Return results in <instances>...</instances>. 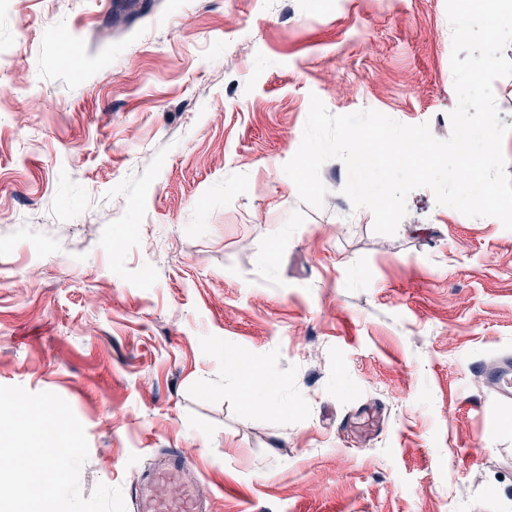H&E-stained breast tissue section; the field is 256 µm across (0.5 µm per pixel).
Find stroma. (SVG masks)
Masks as SVG:
<instances>
[{"label":"stroma","instance_id":"1","mask_svg":"<svg viewBox=\"0 0 512 512\" xmlns=\"http://www.w3.org/2000/svg\"><path fill=\"white\" fill-rule=\"evenodd\" d=\"M451 55L446 0H0V385L69 403L83 496L178 448L210 512H512V230L283 171L314 95L448 138ZM481 375L502 399H512V358L503 356L486 364Z\"/></svg>","mask_w":512,"mask_h":512}]
</instances>
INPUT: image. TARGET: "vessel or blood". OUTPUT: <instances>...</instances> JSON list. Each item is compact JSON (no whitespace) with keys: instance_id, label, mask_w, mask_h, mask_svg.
<instances>
[{"instance_id":"1","label":"vessel or blood","mask_w":512,"mask_h":512,"mask_svg":"<svg viewBox=\"0 0 512 512\" xmlns=\"http://www.w3.org/2000/svg\"><path fill=\"white\" fill-rule=\"evenodd\" d=\"M481 375L502 399H512V358L503 356L486 364ZM171 483L181 485V495L163 498L159 487ZM139 512H202L196 483L187 478L184 458L178 450H170L163 466L147 476L140 492Z\"/></svg>"}]
</instances>
